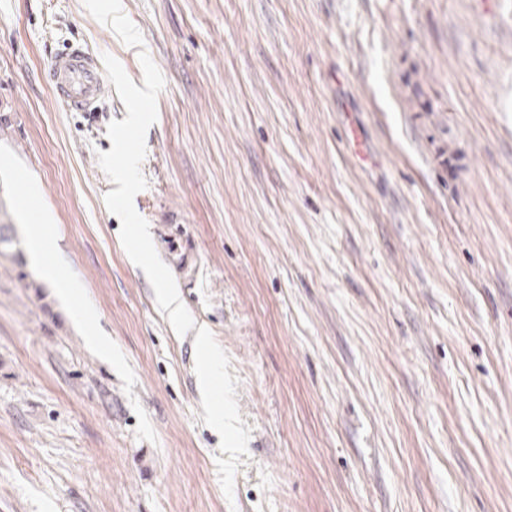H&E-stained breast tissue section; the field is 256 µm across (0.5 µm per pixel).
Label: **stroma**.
Instances as JSON below:
<instances>
[{
    "mask_svg": "<svg viewBox=\"0 0 512 512\" xmlns=\"http://www.w3.org/2000/svg\"><path fill=\"white\" fill-rule=\"evenodd\" d=\"M122 9L143 48L0 0V512H512V0ZM76 43L164 76L134 205L211 398L105 204L124 104L45 81ZM197 343L201 349V373L199 377V386L201 394L204 398L210 394L212 375L216 370L219 362L217 356L208 348V336L200 329L196 336Z\"/></svg>",
    "mask_w": 512,
    "mask_h": 512,
    "instance_id": "35a3bbf8",
    "label": "stroma"
}]
</instances>
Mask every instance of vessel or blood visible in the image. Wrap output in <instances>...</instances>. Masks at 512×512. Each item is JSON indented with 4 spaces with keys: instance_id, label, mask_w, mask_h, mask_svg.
<instances>
[{
    "instance_id": "vessel-or-blood-1",
    "label": "vessel or blood",
    "mask_w": 512,
    "mask_h": 512,
    "mask_svg": "<svg viewBox=\"0 0 512 512\" xmlns=\"http://www.w3.org/2000/svg\"><path fill=\"white\" fill-rule=\"evenodd\" d=\"M106 85L103 71L84 48L71 46L56 54L49 67V86L55 99L70 110L89 112L102 97Z\"/></svg>"
}]
</instances>
